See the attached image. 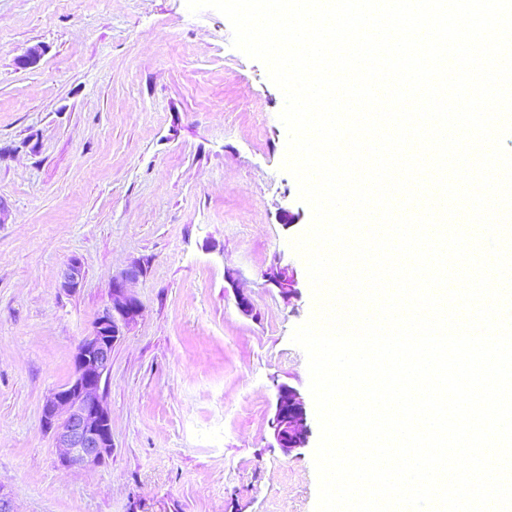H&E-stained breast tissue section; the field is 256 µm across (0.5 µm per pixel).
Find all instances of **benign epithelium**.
Wrapping results in <instances>:
<instances>
[{"label": "benign epithelium", "instance_id": "obj_1", "mask_svg": "<svg viewBox=\"0 0 512 512\" xmlns=\"http://www.w3.org/2000/svg\"><path fill=\"white\" fill-rule=\"evenodd\" d=\"M140 274V268L134 266L112 280L108 303L77 347L72 379L51 393L43 405L44 425L52 432L55 447L62 450L61 460L67 467H95L112 452V424L101 384L111 367L112 347L123 329L142 316V304L130 288ZM62 278V287L76 289L83 278L81 265L69 262ZM265 278L286 299L298 293L297 279L286 266L270 267ZM269 427L277 447L284 452L307 447L305 404L295 388L278 387Z\"/></svg>", "mask_w": 512, "mask_h": 512}]
</instances>
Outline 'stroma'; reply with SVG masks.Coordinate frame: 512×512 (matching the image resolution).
Here are the masks:
<instances>
[{
  "label": "stroma",
  "instance_id": "35a3bbf8",
  "mask_svg": "<svg viewBox=\"0 0 512 512\" xmlns=\"http://www.w3.org/2000/svg\"><path fill=\"white\" fill-rule=\"evenodd\" d=\"M231 39L185 0H0V488L17 512H314L320 430L291 341L312 293L289 245L310 210L281 168L283 95ZM276 264L297 296L266 282ZM135 265L143 314L102 382L112 454L69 469L42 407ZM283 383L310 429L288 454L269 428Z\"/></svg>",
  "mask_w": 512,
  "mask_h": 512
}]
</instances>
